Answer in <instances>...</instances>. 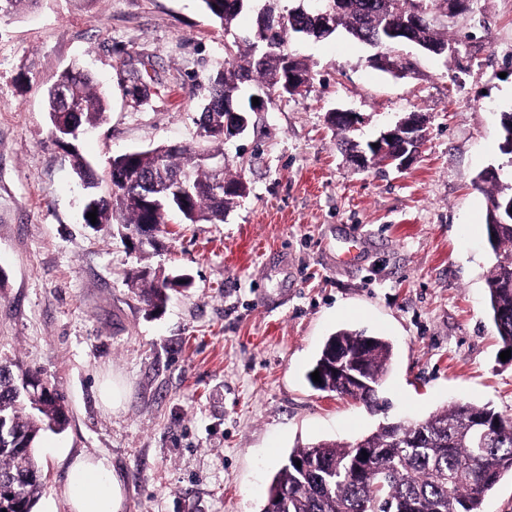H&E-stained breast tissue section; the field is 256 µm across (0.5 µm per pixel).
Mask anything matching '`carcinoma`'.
<instances>
[{
    "label": "carcinoma",
    "mask_w": 512,
    "mask_h": 512,
    "mask_svg": "<svg viewBox=\"0 0 512 512\" xmlns=\"http://www.w3.org/2000/svg\"><path fill=\"white\" fill-rule=\"evenodd\" d=\"M207 15L229 33L247 0H200ZM438 0H344L336 26L355 40L377 50L391 64L403 68L388 55L391 43L385 34L395 23L420 8L434 9ZM37 0H0V16H16L35 7ZM312 24L300 8L281 14L274 7L257 17L251 40L233 41L224 72L208 79V99L194 118L207 124L210 133L200 139L206 147L166 145L149 150H131L115 156L108 166L125 171L121 181H110L107 194L96 192L98 181L87 180L89 163L72 152L74 169L89 190L97 208L96 226L106 224L120 235L140 232L150 224L155 231L168 223L172 213L184 224H222L224 216L241 194L240 173L216 172L209 164L224 152V101L235 99L240 86L253 82L277 99L288 94L278 90L294 69L313 80L308 65L288 52V39ZM410 43L427 50L450 46L448 36L436 28L414 32ZM153 80L149 72H135L131 96L139 99ZM75 101L80 127L92 129L107 110L97 93L92 75L78 66L58 74L47 89V112L57 111L61 94ZM342 135L345 151L353 154L364 144L349 137L342 120L328 119ZM512 186L489 195L485 217L488 241L498 255L487 279L489 309L502 350H512ZM131 287L150 311L165 307L170 293L186 288L183 275L159 278L156 270L143 265L128 273ZM352 359L376 381H382L392 358V345L381 337L341 329L325 341L313 369L321 381L311 385L336 393L367 407L378 405L379 391L351 384L336 372V356ZM18 374L0 364V430L25 438L29 447L18 449L0 441V475H25L18 495L8 500L7 512H33L42 492L41 474L35 459V443L41 432L68 423L63 397L55 390L34 393ZM368 458L360 449L321 441L291 450L274 475L261 512H483L486 495L506 474L512 475V417L484 406L452 404L411 425L387 424L365 438ZM301 466H296V463Z\"/></svg>",
    "instance_id": "cac0c4a2"
}]
</instances>
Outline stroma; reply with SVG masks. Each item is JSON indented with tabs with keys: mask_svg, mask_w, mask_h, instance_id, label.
Here are the masks:
<instances>
[{
	"mask_svg": "<svg viewBox=\"0 0 512 512\" xmlns=\"http://www.w3.org/2000/svg\"><path fill=\"white\" fill-rule=\"evenodd\" d=\"M444 24L455 53L397 47L402 77L373 67L344 30L290 38L314 72L307 91L264 112L250 109L254 84L235 99L248 127L224 158L244 165L246 196L220 224L172 220L163 250L143 257L84 224L43 91L75 61L95 75L109 112L79 151L101 175L110 156L195 141L201 83L225 66L223 31L199 0H40L0 18V362L40 371L69 419L37 445L34 512H68L80 453L109 459L123 512H260L295 446L351 444L453 402L512 417V360L486 304L488 195L476 186L490 168L512 185L501 150L512 0H472ZM143 57L158 86L138 105L128 71ZM334 109L358 112L365 138L425 113L426 143L403 171L359 170L326 123ZM352 234L366 248L346 267L336 253ZM274 250L291 273L263 270ZM142 263L191 285L149 312L127 282ZM341 328L394 345L378 407L307 379ZM106 378L123 390L118 404L99 397Z\"/></svg>",
	"mask_w": 512,
	"mask_h": 512,
	"instance_id": "1",
	"label": "stroma"
}]
</instances>
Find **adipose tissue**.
I'll return each mask as SVG.
<instances>
[{
  "instance_id": "1",
  "label": "adipose tissue",
  "mask_w": 512,
  "mask_h": 512,
  "mask_svg": "<svg viewBox=\"0 0 512 512\" xmlns=\"http://www.w3.org/2000/svg\"><path fill=\"white\" fill-rule=\"evenodd\" d=\"M110 469L104 457L78 455L72 459L66 491L70 512H122V489L111 479Z\"/></svg>"
}]
</instances>
